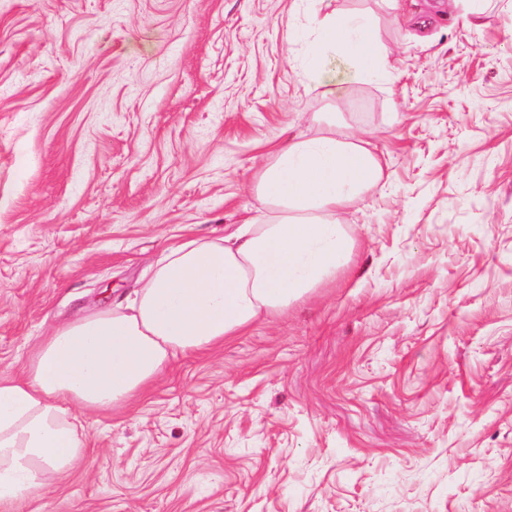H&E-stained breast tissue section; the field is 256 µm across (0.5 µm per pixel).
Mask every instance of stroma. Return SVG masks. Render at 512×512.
Segmentation results:
<instances>
[{
  "label": "stroma",
  "instance_id": "35a3bbf8",
  "mask_svg": "<svg viewBox=\"0 0 512 512\" xmlns=\"http://www.w3.org/2000/svg\"><path fill=\"white\" fill-rule=\"evenodd\" d=\"M372 13L384 81L326 56L311 0H0V370L125 301L163 250L261 203L285 129L338 113L386 165L335 284L178 357L16 512H512V9Z\"/></svg>",
  "mask_w": 512,
  "mask_h": 512
}]
</instances>
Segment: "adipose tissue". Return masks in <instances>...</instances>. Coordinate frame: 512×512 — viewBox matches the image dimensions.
Instances as JSON below:
<instances>
[{
  "instance_id": "obj_1",
  "label": "adipose tissue",
  "mask_w": 512,
  "mask_h": 512,
  "mask_svg": "<svg viewBox=\"0 0 512 512\" xmlns=\"http://www.w3.org/2000/svg\"><path fill=\"white\" fill-rule=\"evenodd\" d=\"M303 75L310 88L326 54L350 59L354 77L383 78L387 52L365 13H315ZM364 138L335 122L311 137L289 136L254 176L264 208L213 238L168 247L119 310L59 324L29 357L22 379L0 376V512L40 499L50 479L87 458L78 415L128 404L171 358L241 335L256 322L335 282L354 248L340 211L383 177Z\"/></svg>"
}]
</instances>
